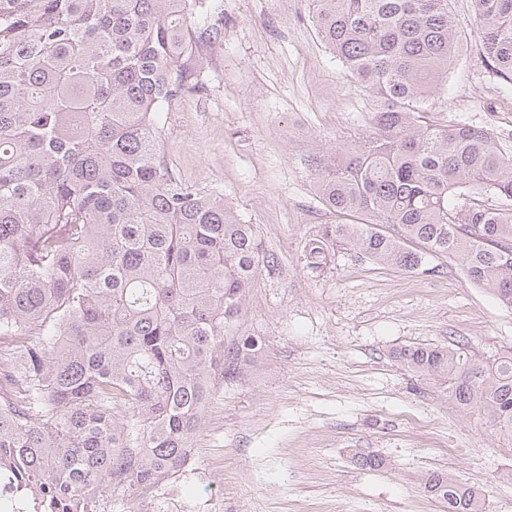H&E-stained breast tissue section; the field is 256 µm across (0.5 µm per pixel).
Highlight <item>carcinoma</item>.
I'll return each mask as SVG.
<instances>
[{"mask_svg":"<svg viewBox=\"0 0 512 512\" xmlns=\"http://www.w3.org/2000/svg\"><path fill=\"white\" fill-rule=\"evenodd\" d=\"M216 2L0 0V467L58 512L90 489L141 495L177 474L215 382L262 349L224 337L278 257L224 199L174 175L156 119L204 87ZM306 3L380 102L368 136L316 162L321 200L353 223L309 239V268L337 246L421 274L448 255L512 308V155L484 127L424 116L456 54L449 0ZM474 8L484 55L511 79L512 0ZM393 358L512 433V357L452 344ZM423 491L483 512L444 470Z\"/></svg>","mask_w":512,"mask_h":512,"instance_id":"carcinoma-1","label":"carcinoma"}]
</instances>
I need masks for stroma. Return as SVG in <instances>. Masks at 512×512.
<instances>
[{
    "mask_svg": "<svg viewBox=\"0 0 512 512\" xmlns=\"http://www.w3.org/2000/svg\"><path fill=\"white\" fill-rule=\"evenodd\" d=\"M432 116L490 129L512 153V80L483 55L473 0ZM224 39L203 54L206 89L160 113L166 159L257 225L279 258L259 272L236 328L255 361L218 382L173 476L196 512H445L422 477L444 469L478 488L486 512L512 507V435L449 403L392 361L405 345L464 341L474 359L512 355V309L453 257L425 276L337 249L323 271L304 246L339 222L310 166L371 132L377 102L318 37L304 0H221ZM387 460L363 469L353 451Z\"/></svg>",
    "mask_w": 512,
    "mask_h": 512,
    "instance_id": "stroma-1",
    "label": "stroma"
}]
</instances>
